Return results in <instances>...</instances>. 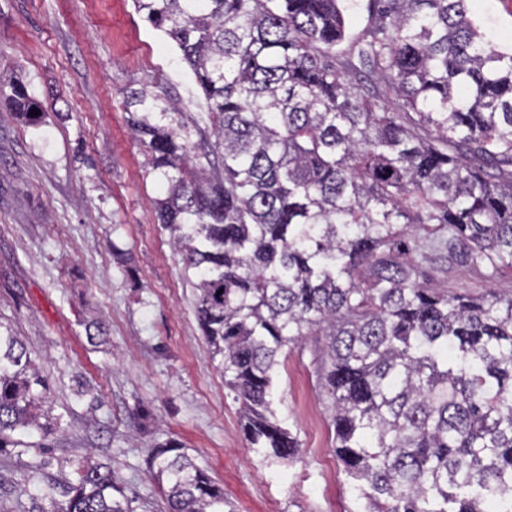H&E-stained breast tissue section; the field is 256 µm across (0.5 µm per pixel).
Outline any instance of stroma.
<instances>
[{"instance_id":"35a3bbf8","label":"stroma","mask_w":512,"mask_h":512,"mask_svg":"<svg viewBox=\"0 0 512 512\" xmlns=\"http://www.w3.org/2000/svg\"><path fill=\"white\" fill-rule=\"evenodd\" d=\"M488 37L512 45V0H470ZM21 83L39 127L0 102V325L24 340L49 381L59 424L0 453V512H59L95 462L135 512H165L146 472L154 446L183 449L235 512H355L335 452L314 351H289L277 414L303 452L269 463L251 449L237 403L210 358L194 291L154 212L161 188L131 135L126 91L149 84L207 119L193 75L132 0H0V85ZM444 288L512 295L461 264ZM104 324L91 342L88 323Z\"/></svg>"}]
</instances>
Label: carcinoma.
Listing matches in <instances>:
<instances>
[{
    "label": "carcinoma",
    "instance_id": "obj_1",
    "mask_svg": "<svg viewBox=\"0 0 512 512\" xmlns=\"http://www.w3.org/2000/svg\"><path fill=\"white\" fill-rule=\"evenodd\" d=\"M466 2L370 0L353 35L349 0H133L204 95L209 135L147 85L126 99L246 440L298 459L275 372L284 349L322 342L358 512H512V296L451 293L424 267L446 252L489 281L512 273V48ZM8 98L40 126L25 86ZM46 394L0 330V449L53 432ZM146 464L167 512H233L181 448ZM131 503L89 464L61 512Z\"/></svg>",
    "mask_w": 512,
    "mask_h": 512
}]
</instances>
